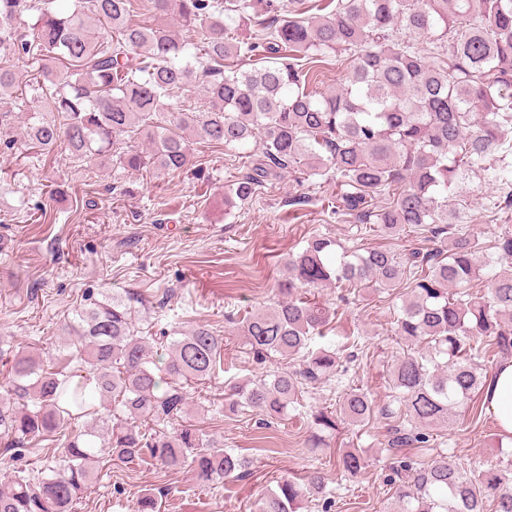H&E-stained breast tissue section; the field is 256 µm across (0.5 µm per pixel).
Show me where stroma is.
I'll list each match as a JSON object with an SVG mask.
<instances>
[{"mask_svg":"<svg viewBox=\"0 0 512 512\" xmlns=\"http://www.w3.org/2000/svg\"><path fill=\"white\" fill-rule=\"evenodd\" d=\"M189 169L162 176L135 174L109 166L88 177L63 155L38 156L0 143V348L58 353L61 325L87 297L130 292L148 308L155 332L176 337L199 324L224 336V369L212 381L190 387L189 423L223 441L248 463V472L212 488L198 485L191 468L168 471L141 462L103 460L75 512H133L138 498L155 496L160 512H254L256 501L284 478L318 468L334 476L335 504L327 512H393L398 457L383 446L387 422L364 425L341 419L320 430L313 411H338L324 389H312L302 412L272 422L254 413L225 411L229 387L259 375L239 332H225V314L243 317L273 307L274 288L288 275L286 259L315 234L347 248L384 246L401 251L410 239L394 241L333 214L335 181L312 184L284 175L249 200L224 206V187L237 177L240 151L197 139ZM498 192L472 181L453 188L448 202L464 213L480 242L491 243L502 225L512 226V207L491 208ZM410 290L359 288L339 306L327 338L340 342L360 332L365 350L354 364V383L377 404L389 400L388 377L405 343L390 330L394 311ZM325 447L312 449V434ZM436 448L464 467L479 470L512 459V445H498L494 421L482 397L457 407L450 424L436 428ZM57 436L25 442L15 452L0 436V476L39 470L60 452ZM357 448L369 458L356 477L336 473V457Z\"/></svg>","mask_w":512,"mask_h":512,"instance_id":"stroma-1","label":"stroma"}]
</instances>
